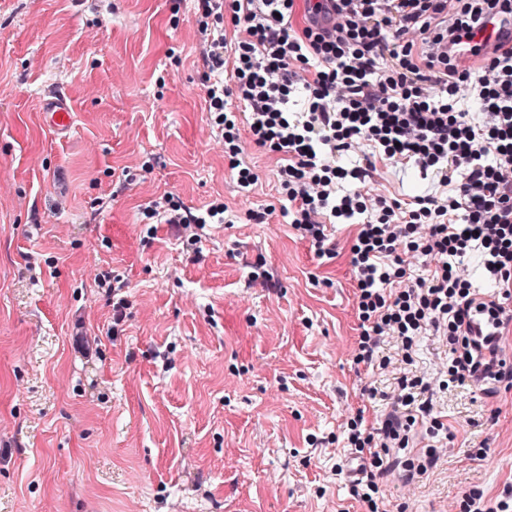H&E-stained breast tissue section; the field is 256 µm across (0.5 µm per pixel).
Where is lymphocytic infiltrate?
Masks as SVG:
<instances>
[{
  "label": "lymphocytic infiltrate",
  "instance_id": "f902f5d3",
  "mask_svg": "<svg viewBox=\"0 0 512 512\" xmlns=\"http://www.w3.org/2000/svg\"><path fill=\"white\" fill-rule=\"evenodd\" d=\"M193 10L205 110L238 188L259 180L241 159L250 144L278 155L280 215L314 256L336 257L329 225L357 227L355 360L388 369L380 349L390 338L407 367L394 395L367 392L390 403L378 426L359 416L347 424L363 462L350 492L380 512L378 481L391 468L412 480L437 464L433 440L448 425L433 413L435 390L512 382L501 356L512 327V51L489 46L476 79L457 64L477 32L512 19V0H193ZM409 29L422 43L403 40ZM467 82L471 111L457 98ZM360 144L368 154L349 162ZM380 160L409 163L434 191L369 198L362 186ZM227 210L220 202L200 213L167 194L142 215L193 245ZM473 253L494 293L465 274ZM410 255L434 265L413 275ZM429 330L448 345L435 385L409 370ZM418 426L431 443L414 454Z\"/></svg>",
  "mask_w": 512,
  "mask_h": 512
}]
</instances>
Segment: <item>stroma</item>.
Returning a JSON list of instances; mask_svg holds the SVG:
<instances>
[{
  "label": "stroma",
  "mask_w": 512,
  "mask_h": 512,
  "mask_svg": "<svg viewBox=\"0 0 512 512\" xmlns=\"http://www.w3.org/2000/svg\"><path fill=\"white\" fill-rule=\"evenodd\" d=\"M198 54L190 0H0V512H367L341 472L344 431L396 370L354 362L356 227L336 225L326 263L280 213L249 221L278 201L276 161L247 149L260 179L237 188ZM51 89L69 131L45 121ZM429 186L387 161L364 189ZM167 193L229 208L198 259L167 224L146 233L141 209ZM259 265L276 290L251 282ZM104 272L129 285L115 336ZM434 405L448 445L423 478L381 480L387 512L512 498V387Z\"/></svg>",
  "instance_id": "1"
}]
</instances>
